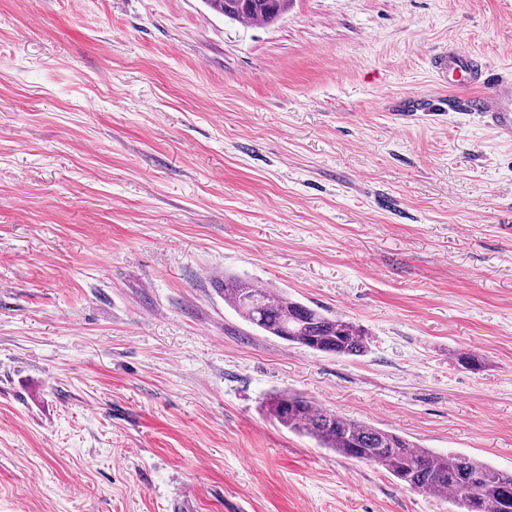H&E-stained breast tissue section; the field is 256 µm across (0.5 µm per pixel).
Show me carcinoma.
I'll use <instances>...</instances> for the list:
<instances>
[{"label": "carcinoma", "instance_id": "cac0c4a2", "mask_svg": "<svg viewBox=\"0 0 512 512\" xmlns=\"http://www.w3.org/2000/svg\"><path fill=\"white\" fill-rule=\"evenodd\" d=\"M292 0H205L213 11L237 22L272 25L288 13ZM224 304L259 331L315 352L363 357L370 352L368 329L294 299L284 292L232 276L216 282ZM458 366L478 371L479 355L455 353ZM268 412L289 431L313 439L321 448L385 470L428 495H446L454 512H512V473L469 455L438 454L396 433L345 418L308 398L281 392Z\"/></svg>", "mask_w": 512, "mask_h": 512}]
</instances>
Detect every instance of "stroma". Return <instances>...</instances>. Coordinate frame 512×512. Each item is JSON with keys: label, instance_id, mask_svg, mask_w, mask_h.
Returning <instances> with one entry per match:
<instances>
[{"label": "stroma", "instance_id": "stroma-1", "mask_svg": "<svg viewBox=\"0 0 512 512\" xmlns=\"http://www.w3.org/2000/svg\"><path fill=\"white\" fill-rule=\"evenodd\" d=\"M445 48L512 81V0H0V512H448L284 390L512 472V141ZM226 275L370 353L255 330ZM213 11L237 22L272 25L288 13L292 0H205ZM432 67L438 86L463 97L472 112H480L486 118L497 137L512 140V83H499L493 96L484 97L480 90L489 79L487 68L474 55L458 50L437 54ZM215 285L226 305L269 336L338 357H363L370 352L371 334L360 324L249 280L224 276Z\"/></svg>", "mask_w": 512, "mask_h": 512}]
</instances>
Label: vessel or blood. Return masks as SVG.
<instances>
[{
    "instance_id": "b4317fda",
    "label": "vessel or blood",
    "mask_w": 512,
    "mask_h": 512,
    "mask_svg": "<svg viewBox=\"0 0 512 512\" xmlns=\"http://www.w3.org/2000/svg\"><path fill=\"white\" fill-rule=\"evenodd\" d=\"M432 67L438 86L463 97L471 111L486 118L497 137L512 140V84L498 85L493 96H483L481 88L489 79L487 68L474 55L458 50L437 54Z\"/></svg>"
}]
</instances>
